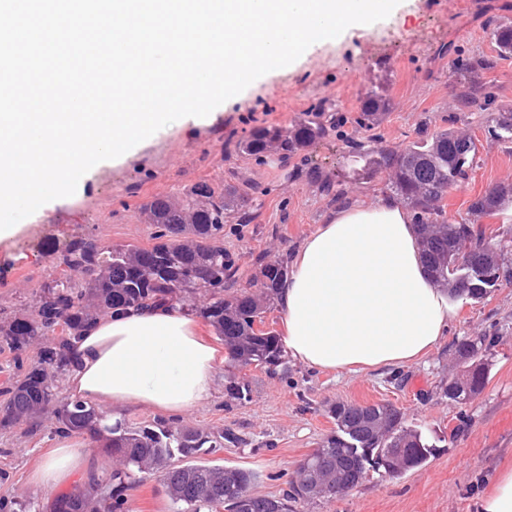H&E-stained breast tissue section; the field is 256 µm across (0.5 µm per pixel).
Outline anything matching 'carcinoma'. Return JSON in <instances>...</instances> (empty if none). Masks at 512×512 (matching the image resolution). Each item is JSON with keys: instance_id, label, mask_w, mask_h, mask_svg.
Segmentation results:
<instances>
[{"instance_id": "1", "label": "carcinoma", "mask_w": 512, "mask_h": 512, "mask_svg": "<svg viewBox=\"0 0 512 512\" xmlns=\"http://www.w3.org/2000/svg\"><path fill=\"white\" fill-rule=\"evenodd\" d=\"M490 35L498 55L512 57V23L496 24ZM451 68L455 75L473 76L461 93L466 107L489 112L494 139L512 143V110L489 111V93L474 80L486 64L457 58ZM390 109L385 86L373 85L364 93L355 124L370 131ZM335 111L333 103L321 100L289 126L256 128L235 142L233 153L288 160L336 133L345 119L336 117ZM477 152L472 135L447 128L408 144L351 155L367 176L387 174L385 189L413 210L424 263L452 298L465 295L479 300L512 283V263L505 261L507 247L486 238L473 222L454 223L446 216L443 201L449 189L469 179ZM509 201L512 184L499 185L476 199L470 211L477 216L491 214ZM246 202L236 186L222 182L195 184L175 198L157 197L141 210L144 223L155 227V245L103 246L90 237L75 240L60 255V271L45 284L47 294L34 314L0 318V340L9 349L36 346L22 376L4 388L0 427L46 423L52 434H87L102 442L119 464L108 482L94 479L79 494L58 496L52 512H124L118 489L136 474L152 470L165 476L173 512H297L301 503L338 496L334 489L321 493L311 489L317 473L338 480L344 492L370 468L395 478L428 460L432 449L425 436L407 425L391 405L339 404L332 411L336 431L310 455L309 468H298L292 495L249 499L255 480L252 472L190 461L224 435L160 423L136 426L117 421L106 426L104 413L95 406L58 398L57 382L69 372L65 350L92 321L106 313L157 302L191 308L224 339L230 389L241 399L247 398L249 383L240 372L286 364L279 335L266 327V314L279 283L288 275L287 263L276 256H259L260 276L224 296V283L236 281L237 274L234 259L224 250V224ZM456 353L465 370L448 378L443 394L465 403L484 389L489 363L480 340L459 342Z\"/></svg>"}]
</instances>
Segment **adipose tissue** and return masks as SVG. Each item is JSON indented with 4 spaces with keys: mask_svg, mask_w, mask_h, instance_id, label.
Returning a JSON list of instances; mask_svg holds the SVG:
<instances>
[{
    "mask_svg": "<svg viewBox=\"0 0 512 512\" xmlns=\"http://www.w3.org/2000/svg\"><path fill=\"white\" fill-rule=\"evenodd\" d=\"M277 288L283 345L318 370L411 364L433 350L456 308L428 277L411 212L398 200L337 208L294 252ZM216 349L176 306L99 317L70 352L67 390L109 409L147 406L184 416L210 397ZM85 449L61 442L35 468L37 486H60L86 467Z\"/></svg>",
    "mask_w": 512,
    "mask_h": 512,
    "instance_id": "adipose-tissue-1",
    "label": "adipose tissue"
}]
</instances>
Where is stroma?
I'll list each match as a JSON object with an SVG mask.
<instances>
[{"label": "stroma", "mask_w": 512, "mask_h": 512, "mask_svg": "<svg viewBox=\"0 0 512 512\" xmlns=\"http://www.w3.org/2000/svg\"><path fill=\"white\" fill-rule=\"evenodd\" d=\"M494 20L512 22V0H401L387 19L341 34L260 77L207 122L171 128L130 157L91 169L67 203L40 207L28 216L27 228L0 244V306L32 314L55 272L58 250L74 240L151 247L153 229L142 224L140 206L202 181L235 185L258 213L251 223L233 219L224 226V248L238 266V285H245L259 274V255L291 258L338 202L383 196L384 175L370 178L355 170L344 145L349 138L370 150L446 128L474 135L476 166L444 200L450 221L467 217L477 197L512 183V144L488 134L486 113L458 111L460 86L450 74L454 56L492 59L482 73L494 96L492 108L512 109V57L495 51ZM381 79L392 110L376 129H356L362 97ZM324 98L335 101L347 119L332 138L286 163L274 156L261 162L225 156L227 143L262 125H290ZM324 180L342 190L341 199L321 192ZM480 337L490 363L483 391L464 404L448 400V377L462 370L457 344ZM247 375L250 392L243 400L230 391V373L221 361L212 395L196 411L172 417L141 406L113 415L134 424L162 420L223 434V445L202 449L198 461L252 471L255 493L277 498L290 492L299 464L335 431L331 411L337 404L392 405L433 444L421 467L393 479L367 473L337 498L303 504V512H477L478 498L497 473L512 468V283L459 304L437 349L419 362L330 373L291 359L275 372L253 368ZM73 441L86 445L92 471L75 473L59 487H39L30 473L56 448L58 436L28 424L0 427V512H13L19 501L51 512L57 496L85 489L89 477L109 480L111 455L82 436ZM124 497L131 512H172L159 472L137 475Z\"/></svg>", "instance_id": "35a3bbf8"}]
</instances>
